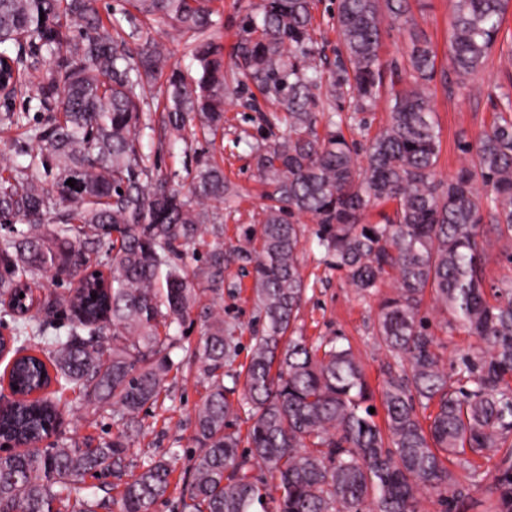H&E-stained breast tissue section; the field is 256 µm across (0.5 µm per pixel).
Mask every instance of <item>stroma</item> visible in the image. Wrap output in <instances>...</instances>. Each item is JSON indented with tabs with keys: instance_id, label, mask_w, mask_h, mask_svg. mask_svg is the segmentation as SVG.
<instances>
[{
	"instance_id": "obj_1",
	"label": "stroma",
	"mask_w": 512,
	"mask_h": 512,
	"mask_svg": "<svg viewBox=\"0 0 512 512\" xmlns=\"http://www.w3.org/2000/svg\"><path fill=\"white\" fill-rule=\"evenodd\" d=\"M260 0H217L215 25L211 35L224 45V62L232 64L233 47L238 39V26L250 6ZM453 0H414L413 19L430 40L436 53L438 73L431 84V101L435 120L441 133V154L437 178L448 181L465 164L466 144L475 143L493 120L491 101L501 94L512 95V7L508 8L498 40L486 67L475 77L471 94L456 92L445 75L451 70L448 50V25ZM316 21L314 48L318 58L327 63L336 60L339 41L334 15L336 0H314ZM275 106L264 100L251 85L237 87L226 104L224 130L214 138H201L191 146L176 145L159 149L155 139L143 137L142 147L152 162L164 172L186 175L194 170L197 155L216 151L224 157V173L247 191L232 207L224 209L225 243L238 239L241 227L260 223L262 219L257 171L251 147L256 143L274 141V127L266 124ZM303 230L299 261L311 284L301 304L296 322L299 334L308 339L340 334L346 336L361 361L372 387H380L386 352L376 342L373 327L382 297L391 293L390 286L380 288L378 295L360 299L350 287L345 272L327 266L316 246L318 224L308 215L301 216ZM250 277L238 267L225 274L221 299L203 296L204 304L213 305L226 320L240 328L242 345H249L258 324V314L249 297ZM205 393V386L194 376L176 375L170 381L169 396L163 407L151 409L145 421L151 430L130 448L134 463L150 457L171 458L176 475H184L192 465L196 447L192 441V420L196 405ZM61 423L58 436L79 444L111 439L118 427L111 411H93L86 405L79 388L64 391L60 403Z\"/></svg>"
}]
</instances>
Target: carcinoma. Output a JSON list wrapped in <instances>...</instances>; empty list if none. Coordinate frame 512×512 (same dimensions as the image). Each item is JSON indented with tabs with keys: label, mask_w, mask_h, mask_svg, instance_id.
I'll return each instance as SVG.
<instances>
[{
	"label": "carcinoma",
	"mask_w": 512,
	"mask_h": 512,
	"mask_svg": "<svg viewBox=\"0 0 512 512\" xmlns=\"http://www.w3.org/2000/svg\"><path fill=\"white\" fill-rule=\"evenodd\" d=\"M126 2L122 18L105 23L98 0H0L5 100L22 99L18 110L5 105L0 128L20 131L11 147L27 158L0 165V306L18 344L3 373L13 399L0 413V442L29 445L0 454V512L109 510L79 484L103 470L120 488L119 512H152L173 469L163 457L135 464L128 451L141 413L184 368L207 392L194 411L182 512H422L429 498L454 512L483 492L486 512H512V286L487 298L481 241L488 231L512 249V97L493 101L490 128L464 147L469 163L439 181L436 53L415 30L410 0H336L341 45L328 74L314 53L312 0H261L260 17L243 18L229 77L271 100L284 130L254 154L262 222L226 247L217 209L243 189L224 177V160L200 157L179 184L141 148L151 127L144 89L158 79L168 144L224 126V47L204 37L213 0ZM508 4L454 0L448 43L460 91L485 66ZM147 22L199 35L187 44L194 73L141 36ZM385 23L408 26L410 41L406 62L387 72ZM322 95L350 97L351 115L319 111ZM383 95L389 112L367 135L362 166L343 125ZM383 203L392 214L363 221ZM304 214L360 298L394 285L374 326L389 356L377 392L346 338L294 335L309 287L298 259ZM200 246L207 251L190 269L185 258ZM233 265L251 275L263 321L240 365L238 326L200 307L203 294L221 295ZM46 276L64 291L44 295L33 315L16 314L20 288ZM194 312L202 334L183 365L171 357L170 328ZM442 324L478 340L449 368L435 335ZM54 385L112 407L124 429L94 447H38L60 421L46 393ZM378 405L381 423L369 412ZM242 417L244 433L234 428ZM492 460L493 476L483 466Z\"/></svg>",
	"instance_id": "obj_1"
}]
</instances>
